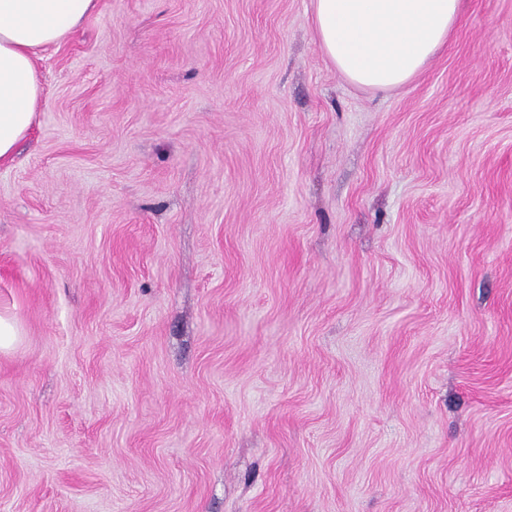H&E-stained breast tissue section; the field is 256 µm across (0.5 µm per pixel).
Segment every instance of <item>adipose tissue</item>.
I'll use <instances>...</instances> for the list:
<instances>
[{"label": "adipose tissue", "mask_w": 512, "mask_h": 512, "mask_svg": "<svg viewBox=\"0 0 512 512\" xmlns=\"http://www.w3.org/2000/svg\"><path fill=\"white\" fill-rule=\"evenodd\" d=\"M96 0H0V162L12 159L44 104L36 56L62 43ZM461 0H312L319 47L352 84L401 87L446 46Z\"/></svg>", "instance_id": "obj_1"}]
</instances>
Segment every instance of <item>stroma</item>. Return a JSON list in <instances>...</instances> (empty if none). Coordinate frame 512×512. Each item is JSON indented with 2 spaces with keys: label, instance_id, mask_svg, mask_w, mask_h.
Listing matches in <instances>:
<instances>
[{
  "label": "stroma",
  "instance_id": "obj_1",
  "mask_svg": "<svg viewBox=\"0 0 512 512\" xmlns=\"http://www.w3.org/2000/svg\"><path fill=\"white\" fill-rule=\"evenodd\" d=\"M0 165V512H512V0L385 92L311 0H98ZM21 336L17 321L10 315L0 313V351H7L14 347Z\"/></svg>",
  "mask_w": 512,
  "mask_h": 512
}]
</instances>
